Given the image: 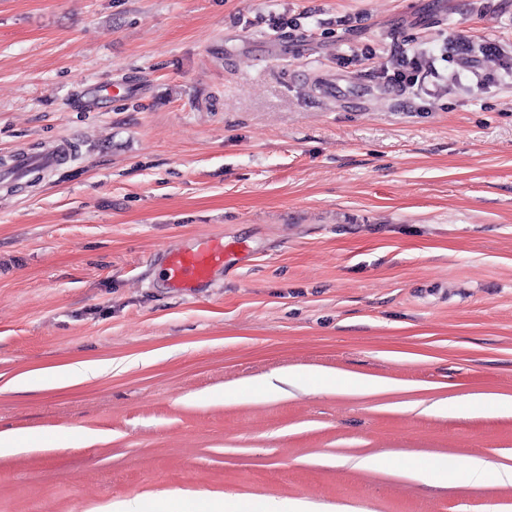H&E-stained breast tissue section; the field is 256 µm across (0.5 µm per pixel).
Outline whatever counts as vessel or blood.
<instances>
[{"label":"vessel or blood","mask_w":512,"mask_h":512,"mask_svg":"<svg viewBox=\"0 0 512 512\" xmlns=\"http://www.w3.org/2000/svg\"><path fill=\"white\" fill-rule=\"evenodd\" d=\"M67 146L59 144L38 153H16L8 171L0 178H23L35 172H48L61 166L69 157ZM225 247L223 238L202 239L197 247L186 250L180 247L166 249L162 262L172 286L187 288L197 282L209 280L213 270L223 265Z\"/></svg>","instance_id":"1"}]
</instances>
